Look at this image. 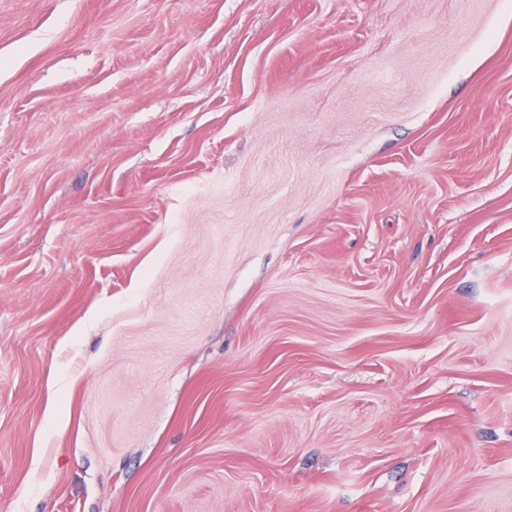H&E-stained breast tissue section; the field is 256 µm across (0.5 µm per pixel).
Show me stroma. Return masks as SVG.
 <instances>
[{"label": "stroma", "instance_id": "1", "mask_svg": "<svg viewBox=\"0 0 512 512\" xmlns=\"http://www.w3.org/2000/svg\"><path fill=\"white\" fill-rule=\"evenodd\" d=\"M0 512H512V0H0Z\"/></svg>", "mask_w": 512, "mask_h": 512}]
</instances>
